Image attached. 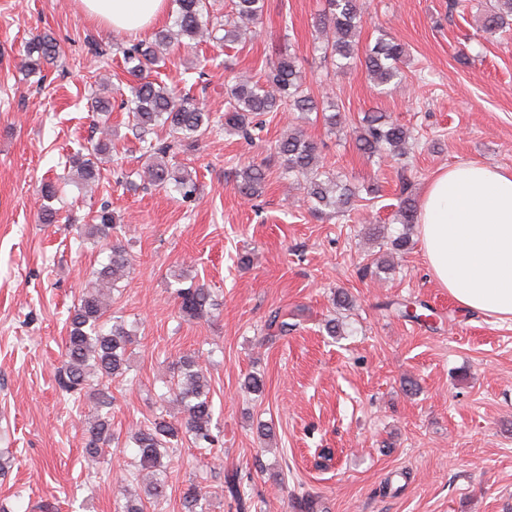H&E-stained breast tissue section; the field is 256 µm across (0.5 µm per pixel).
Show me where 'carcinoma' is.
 Masks as SVG:
<instances>
[{
    "mask_svg": "<svg viewBox=\"0 0 512 512\" xmlns=\"http://www.w3.org/2000/svg\"><path fill=\"white\" fill-rule=\"evenodd\" d=\"M177 11L174 24L154 34L151 42L140 41L123 50L126 73L133 78L127 91L120 93L121 104L131 118L133 128L139 130L143 149L150 162L137 172L139 178L148 180L155 187L171 189L184 201L196 198L198 186L191 174L169 161L173 146L190 138H199L216 128L249 135L256 125V118L266 112H298L306 117L312 112H330L325 117L329 126H336L335 104L328 95L316 96L306 86L302 62L296 54L280 52L275 60L264 67L263 78L256 80L242 75L228 90V107L224 115L214 116L194 102L189 93L173 86L168 87L150 79V73L166 63L170 46L181 39L199 44L213 38L214 31L224 27V43L235 44L249 30V25L262 20L266 0H233L231 17L221 21L210 13L206 0H175ZM512 19V0H494L485 17L483 32L493 34ZM361 24L359 0H328V11L318 20L321 28V44L316 50L323 58L339 68L352 64L364 66L376 86H396L401 83V64L406 57L405 45L386 37H380L375 45L360 52L357 41ZM24 68L34 73L55 61L59 47L49 35L36 36L25 45ZM364 131L359 136L357 148L369 158L382 161L390 157H404L410 153L414 142L410 131L390 121L381 113H369L363 118ZM112 152V127L103 125L100 136L84 151L71 157L67 176L76 179L86 190H91L99 180L98 162ZM277 153L283 159L284 179L303 181L306 197L314 211L325 215L348 214L355 210L357 193L348 181L330 173L319 164V147L295 129L277 144ZM266 181L265 170L257 165L247 166L238 185L240 194L253 197ZM418 209L410 197L400 199L394 220L406 225L417 221ZM116 226V217L109 205L103 203L94 211L92 223L84 228L88 237L106 240ZM109 261L98 272L94 281L83 289L77 304L68 315L69 332L64 344V354L56 371V382L62 392L81 397L87 388L93 389L94 419L85 429L83 455L87 462L95 464L103 445L112 441L110 410L111 386L115 381L126 380L129 368L127 349L133 344V333L126 329L122 320L115 319L110 329L104 320L110 302L107 288L129 277L132 258L125 245L118 239L112 241ZM179 311L183 317L194 320L211 313L213 300L207 288L190 285L176 289ZM397 306L400 316L415 321L429 322L431 315L416 311L429 306L423 302L388 303ZM179 379L169 394L159 396V401L172 402L180 407V417L167 419L160 414L149 424L132 435L137 448L135 480H142L145 497L127 496L118 505L119 512H145L147 504L158 506L166 497L165 472L162 458L188 439L196 448H213L219 436L212 432L213 409L209 400L210 384L206 369L198 355L180 357L177 362ZM227 491L239 508H249L246 492L240 479L226 481ZM203 487L192 484L184 493V512H197L203 499Z\"/></svg>",
    "mask_w": 512,
    "mask_h": 512,
    "instance_id": "cac0c4a2",
    "label": "carcinoma"
}]
</instances>
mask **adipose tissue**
Segmentation results:
<instances>
[{
	"label": "adipose tissue",
	"mask_w": 512,
	"mask_h": 512,
	"mask_svg": "<svg viewBox=\"0 0 512 512\" xmlns=\"http://www.w3.org/2000/svg\"><path fill=\"white\" fill-rule=\"evenodd\" d=\"M170 0H77L114 33L137 34L168 13ZM419 238L440 287L465 310L512 321V171L474 161L436 173L419 211Z\"/></svg>",
	"instance_id": "1"
}]
</instances>
